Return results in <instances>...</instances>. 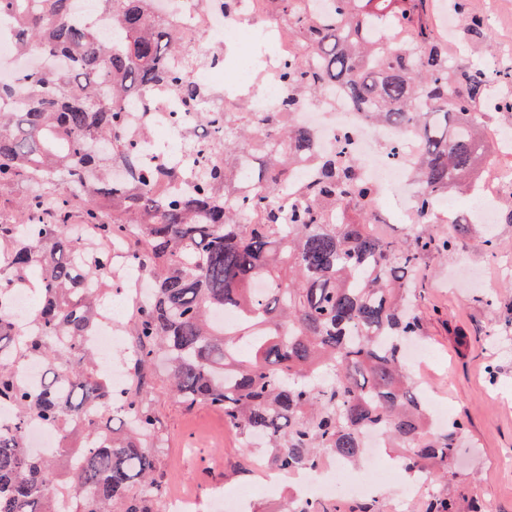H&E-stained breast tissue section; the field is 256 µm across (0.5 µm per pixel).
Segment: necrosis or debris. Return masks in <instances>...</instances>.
Returning <instances> with one entry per match:
<instances>
[{"mask_svg":"<svg viewBox=\"0 0 512 512\" xmlns=\"http://www.w3.org/2000/svg\"><path fill=\"white\" fill-rule=\"evenodd\" d=\"M153 9L157 16L178 25L185 36L205 32L207 43L218 59L215 64L194 71L191 78L205 89L223 86L225 111H236L243 104L254 112L286 110L288 90L278 81L277 74L288 59V31L279 24L254 22L253 17L260 10L258 0H235L231 12L225 10L224 0H154ZM267 46L272 47V54H264ZM140 96L147 104L132 112L129 124L132 134L152 129L175 137L195 125V109L177 92L154 88L141 91ZM174 112L180 114V123L170 121L169 116ZM290 119L315 131L317 156L353 161L359 175L376 189L390 183L397 187L401 204L397 210L387 211L386 223L415 222V200L422 185L395 154L403 133L376 126L345 90L333 87L317 100L300 105L290 113ZM119 336L118 324L104 317L86 345L101 363L111 390L122 394L126 391V370L124 365L113 363L112 351L120 346L131 356L135 348L130 344L120 345ZM376 484V479L365 478L357 467L336 460L322 467L317 478L299 484L292 495L319 500L331 496L334 487L344 486L351 496L364 497Z\"/></svg>","mask_w":512,"mask_h":512,"instance_id":"necrosis-or-debris-1","label":"necrosis or debris"}]
</instances>
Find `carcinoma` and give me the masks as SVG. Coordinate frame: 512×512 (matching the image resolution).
Segmentation results:
<instances>
[{"label":"carcinoma","instance_id":"carcinoma-1","mask_svg":"<svg viewBox=\"0 0 512 512\" xmlns=\"http://www.w3.org/2000/svg\"><path fill=\"white\" fill-rule=\"evenodd\" d=\"M29 2L0 0V20L16 19L20 50L69 66L0 82V100L22 96L17 109L0 110V194L26 189L27 212L22 224H0V291L31 285L37 298L30 330L0 313V407L12 413L11 426L0 425V512H155L161 484L149 442L161 427L142 387L157 360L179 403L210 406L246 442L262 439L284 475L331 457L358 461L369 430L384 435L406 475L447 471L466 425L428 427L403 348L421 335L409 310L414 272L455 238L377 233V189L334 158L298 189L300 203L281 207L290 162L315 151V132L279 112L225 114L214 94V110L198 115L216 130L196 149L194 191L165 194L161 185L183 170L146 159L127 133L130 110L145 85L206 96L189 69L169 65L174 55L203 58L173 23L151 18V0H99L112 15L107 40L72 18L73 0H36L35 10ZM266 2L298 48L280 72L288 109L336 85L375 124L414 137L416 225L437 223L440 199L477 178L501 133L472 111L486 102V71L448 65V44L424 17L432 0H328L322 11L317 0ZM262 134L278 150L248 153ZM327 206H352L361 221L329 224ZM81 224L125 239L151 284L128 328L137 352L127 396L106 413L94 412L110 390L84 340L112 287L110 257ZM226 310L238 313L229 328L214 321ZM27 356L45 365L35 389L15 371ZM33 418L59 434L58 456L25 446ZM291 512L340 509L313 500ZM426 512L466 505L440 497Z\"/></svg>","mask_w":512,"mask_h":512}]
</instances>
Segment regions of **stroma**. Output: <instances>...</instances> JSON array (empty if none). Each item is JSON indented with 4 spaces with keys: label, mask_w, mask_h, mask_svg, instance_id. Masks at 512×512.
<instances>
[{
    "label": "stroma",
    "mask_w": 512,
    "mask_h": 512,
    "mask_svg": "<svg viewBox=\"0 0 512 512\" xmlns=\"http://www.w3.org/2000/svg\"><path fill=\"white\" fill-rule=\"evenodd\" d=\"M469 13L492 14L490 34L476 37L458 27L448 40V60L493 73L512 72V0H466ZM493 229L481 224H445L455 237L448 252L430 255L418 277L423 286L415 307L422 323L420 341L435 363L419 371L463 418V444L440 481L425 480L411 499L390 481L379 498L351 504L354 512H372L386 502L389 512H423L435 496L464 498L478 512H512V197L496 205ZM493 232L496 252L483 240ZM148 402L168 436L159 450L164 492L177 495L205 490L212 480L225 490L255 483L256 456L243 447L222 413L206 405L185 408L164 382H155Z\"/></svg>",
    "instance_id": "stroma-1"
}]
</instances>
